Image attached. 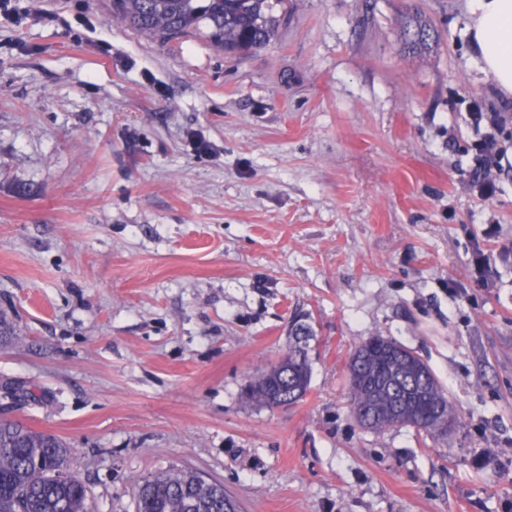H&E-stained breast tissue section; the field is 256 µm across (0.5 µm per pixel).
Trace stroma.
<instances>
[{"label": "stroma", "mask_w": 512, "mask_h": 512, "mask_svg": "<svg viewBox=\"0 0 512 512\" xmlns=\"http://www.w3.org/2000/svg\"><path fill=\"white\" fill-rule=\"evenodd\" d=\"M26 5L0 14V418L68 443L93 512H136L170 466L242 512H512V166L478 196L471 119L511 139L512 103L465 0H289L239 57L160 44L112 0ZM416 18L437 43L405 44ZM373 335L434 371L447 438L353 418ZM297 345L304 397L249 400Z\"/></svg>", "instance_id": "stroma-1"}]
</instances>
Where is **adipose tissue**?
I'll list each match as a JSON object with an SVG mask.
<instances>
[{
    "mask_svg": "<svg viewBox=\"0 0 512 512\" xmlns=\"http://www.w3.org/2000/svg\"><path fill=\"white\" fill-rule=\"evenodd\" d=\"M465 35L484 81L512 100V0H467Z\"/></svg>",
    "mask_w": 512,
    "mask_h": 512,
    "instance_id": "adipose-tissue-1",
    "label": "adipose tissue"
}]
</instances>
